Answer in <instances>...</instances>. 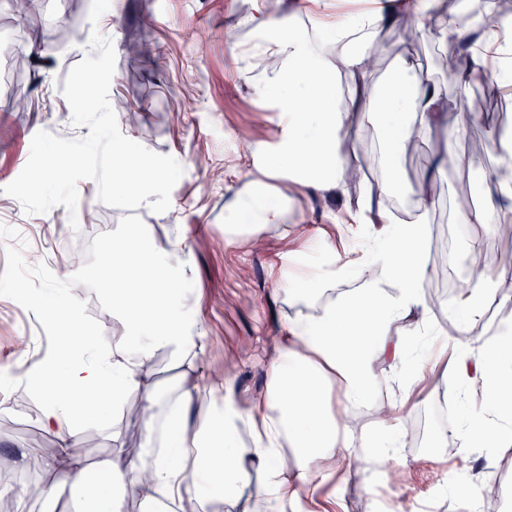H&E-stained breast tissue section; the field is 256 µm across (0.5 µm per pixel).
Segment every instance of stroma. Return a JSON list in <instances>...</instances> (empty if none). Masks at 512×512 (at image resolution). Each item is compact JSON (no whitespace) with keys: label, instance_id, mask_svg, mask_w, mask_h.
Masks as SVG:
<instances>
[{"label":"stroma","instance_id":"35a3bbf8","mask_svg":"<svg viewBox=\"0 0 512 512\" xmlns=\"http://www.w3.org/2000/svg\"><path fill=\"white\" fill-rule=\"evenodd\" d=\"M40 3L37 14L22 19L15 16L11 0H0V365L15 363L18 343L41 321L39 307L57 302L80 301L86 324L101 323L110 335H125V322L105 289L100 244L121 238L127 225L142 224L157 254H171L174 234L187 239L192 275L186 302L199 310L205 331L195 354L175 358L160 350L148 360V380L160 397L157 412H167L168 395L180 389H209L217 369L224 373L230 398L248 408L268 391L266 346L286 335L291 320L320 315L363 286V277L352 274L309 300L294 288L297 277L327 270L326 246H335L348 260L367 259L366 237L337 229L345 212L355 208L358 191L330 195L293 184L288 173L263 168V157L276 145L279 115L268 111L258 88L281 62L273 57L255 69L243 65V49L257 42L247 22L252 0H112L111 14L95 24L89 20L91 0ZM95 31L114 45L109 99L120 131L152 152L173 156L183 175L172 191L170 209L160 214L145 205L107 206L99 201L94 181H80L78 208L92 224L91 254L73 263L65 207L29 214L2 189L22 171L36 132L65 139L89 134V127L73 124L61 82L86 57ZM135 31L151 56L163 57V68L125 52L123 45ZM35 49L44 60L36 68L29 64ZM446 49L439 36L421 39L419 51L427 61L423 77L439 84L455 107L472 104L475 88L458 87L448 78L442 61ZM18 93L27 97L22 111L14 105ZM490 139V128L478 123L449 142L443 121L429 131L420 151L401 153L392 169H378L377 175L395 177L402 186L420 183L431 158L450 146L479 161L487 174L497 162ZM470 178L465 170L445 171L435 187L440 205L430 221L438 238L447 239L462 258L469 237L489 243L495 231L488 224L466 227L460 234L447 225L449 207ZM253 184L272 199L290 196L287 224L226 234L227 225L240 221L233 211L238 193ZM39 266L44 272L30 300L7 290L9 280H23L25 272ZM430 328L419 347L435 353L436 361L421 398L395 423L405 441L398 457L381 469H349L322 484L323 495L341 501L343 512H468L470 478L486 460L462 458L453 440L441 458L429 456L436 436L448 427L435 419L434 410L442 395L456 392L452 355L438 351L449 331L435 319ZM399 396L397 382L384 376L370 404L352 414V423L361 430L376 428ZM39 415L37 398L22 382L0 383V459L8 463L0 471V498L21 489L27 493L24 512H88L83 494L68 486L58 487L53 500L45 501L42 491L53 484V474L19 465L26 449H41L49 457L58 452L54 434L41 427ZM143 432L142 419L124 411L111 429L85 426L78 434L80 454L92 468L138 459ZM496 475L482 498L494 512H512V447L500 449Z\"/></svg>","mask_w":512,"mask_h":512}]
</instances>
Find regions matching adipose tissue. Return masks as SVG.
<instances>
[{"label":"adipose tissue","mask_w":512,"mask_h":512,"mask_svg":"<svg viewBox=\"0 0 512 512\" xmlns=\"http://www.w3.org/2000/svg\"><path fill=\"white\" fill-rule=\"evenodd\" d=\"M433 2L392 0L386 15L376 10L343 16L321 12L311 21L313 34L307 35L289 30L275 0H254L247 22L260 34L259 54L283 62L260 88L269 111L280 116V141L266 167L299 171L307 184L345 194L351 184V156L344 144L365 121H377L385 133L387 150L378 157L384 167L411 141L422 139L438 113H451L459 133L473 124L476 113L454 111L441 87L418 78L407 64H400L383 90L371 88L367 61L391 53L384 39L387 28L412 24L424 34L438 32L451 47L467 39L475 20H443L433 14ZM502 41L499 26L491 24L472 44L466 63L448 55L453 80L464 87L492 69L499 86H512V64L503 56ZM500 147L499 165L483 182V204L458 207L456 223L489 224L499 206L512 205V139L501 141ZM397 189L386 179L364 186L356 211L349 215L350 223L374 227V278L323 314L289 322L269 359L268 393L246 410L185 389L165 417L153 414L158 396L145 381L146 361L160 348L190 354L202 337L200 317L184 307L190 250L179 237L172 244V258L154 256L137 224L128 225L121 240L104 242L112 304L129 332L114 338L96 325L84 339L74 341L71 329L82 320L81 307L68 304L60 341L26 371L27 383L40 400L39 422L55 432L60 458H41L31 448L22 453V462L54 469L59 484L85 493L90 512H120L110 494L115 485L145 501L162 495L190 512H208L214 500H238L252 465L263 469L266 481L251 493L243 512H286L298 503L304 512H330L321 494L325 470L364 462L367 448L376 449L379 461H390L402 446L400 435L386 426L354 438L349 426L337 423V416H350L369 402L381 382L384 360L400 366L396 379L401 394L389 411L391 419H399L419 397L425 380L423 360L406 358L405 339L428 329L424 250L436 201L424 187L412 189L420 212L399 220L391 217L385 203ZM511 279L512 265L507 264L490 274L479 273L473 286L462 289L456 314L460 332L481 317L485 290L499 292L503 305L512 304V292L503 289ZM448 345L461 390L477 382L484 391L481 402L463 404L451 434L462 457L495 459L500 449L512 446V322L492 337L465 344L452 338ZM329 380L335 390H327ZM133 400L149 413L143 439L144 447L154 451L148 484L134 477L139 462L121 469L105 463L91 470L76 452L83 425L101 421L105 408L120 411ZM242 425L251 434L246 443L236 437ZM288 447L301 460L293 472L281 464Z\"/></svg>","instance_id":"ef3b65f1"}]
</instances>
